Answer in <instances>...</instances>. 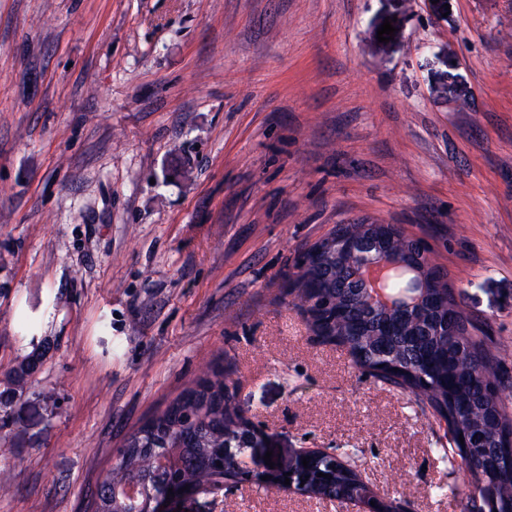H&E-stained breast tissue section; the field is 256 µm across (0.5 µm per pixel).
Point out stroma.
Here are the masks:
<instances>
[{
	"label": "stroma",
	"mask_w": 512,
	"mask_h": 512,
	"mask_svg": "<svg viewBox=\"0 0 512 512\" xmlns=\"http://www.w3.org/2000/svg\"><path fill=\"white\" fill-rule=\"evenodd\" d=\"M346 224L422 238L512 375V0H0V512H88L214 366L274 456L345 453L382 499L463 512L438 420L294 303L298 255Z\"/></svg>",
	"instance_id": "obj_1"
}]
</instances>
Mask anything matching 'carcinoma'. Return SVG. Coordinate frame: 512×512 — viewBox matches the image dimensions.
I'll list each match as a JSON object with an SVG mask.
<instances>
[{
	"label": "carcinoma",
	"instance_id": "carcinoma-1",
	"mask_svg": "<svg viewBox=\"0 0 512 512\" xmlns=\"http://www.w3.org/2000/svg\"><path fill=\"white\" fill-rule=\"evenodd\" d=\"M321 252L307 258V269L296 279L302 305L318 310L328 323H312L315 333H327L352 349L355 364L378 381L411 393L421 411L446 418L448 447L442 451L465 460L451 434L485 436L483 448H493L502 430H512L499 393L512 388V378L494 365L483 347L484 339L468 330L462 315L447 321V307L454 306L451 292L430 287L422 302L410 310L387 316L369 310L359 295L340 287L353 276L350 267L336 258V250L325 241ZM430 318L445 320L448 331L424 332ZM204 390L192 387L170 407L152 417L125 441L117 460L93 499L97 512H116L114 491L133 481L148 468L152 448L176 466L173 475L184 484L219 486L224 472L211 468L214 458L224 452V370L213 368ZM474 465L484 477L487 491L504 501L508 480L498 476L496 456L470 449ZM362 489L355 466L346 461L336 474L313 477L307 492L318 497L340 499Z\"/></svg>",
	"mask_w": 512,
	"mask_h": 512
}]
</instances>
